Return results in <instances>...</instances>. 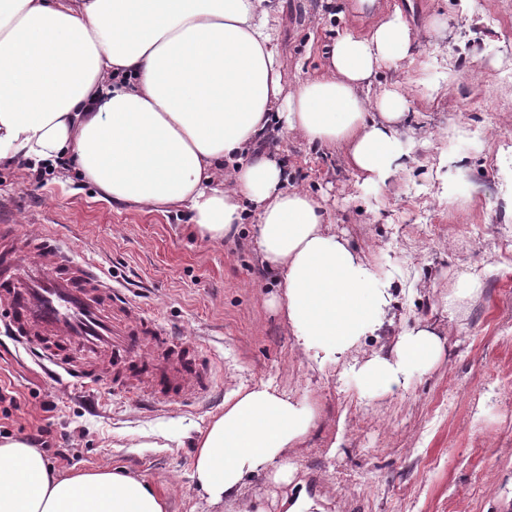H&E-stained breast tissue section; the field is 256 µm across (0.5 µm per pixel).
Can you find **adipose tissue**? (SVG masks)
Returning <instances> with one entry per match:
<instances>
[{
    "instance_id": "ef3b65f1",
    "label": "adipose tissue",
    "mask_w": 512,
    "mask_h": 512,
    "mask_svg": "<svg viewBox=\"0 0 512 512\" xmlns=\"http://www.w3.org/2000/svg\"><path fill=\"white\" fill-rule=\"evenodd\" d=\"M279 9L280 0H0V165L70 159L112 201L184 208L216 243L251 202L298 346L338 361L383 329L392 281L330 230L323 199L288 188L257 145L277 125L344 147L363 184L386 186L416 144L400 133L405 95L370 86L409 57L413 28L397 8L368 33H337L324 74L288 93ZM441 352L417 325L352 372L365 396L396 393ZM313 420L310 406L269 385L232 392L195 441L197 489L214 504L239 501L262 475L279 512H320L287 454ZM0 512H165V500L108 467L58 476L26 439L7 438Z\"/></svg>"
}]
</instances>
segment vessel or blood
I'll return each instance as SVG.
<instances>
[{
	"label": "vessel or blood",
	"mask_w": 512,
	"mask_h": 512,
	"mask_svg": "<svg viewBox=\"0 0 512 512\" xmlns=\"http://www.w3.org/2000/svg\"><path fill=\"white\" fill-rule=\"evenodd\" d=\"M0 327L55 377L166 408L209 392L213 362L139 309L99 263L56 235L19 232L0 205Z\"/></svg>",
	"instance_id": "b4317fda"
}]
</instances>
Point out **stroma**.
Segmentation results:
<instances>
[{"instance_id": "1", "label": "stroma", "mask_w": 512, "mask_h": 512, "mask_svg": "<svg viewBox=\"0 0 512 512\" xmlns=\"http://www.w3.org/2000/svg\"><path fill=\"white\" fill-rule=\"evenodd\" d=\"M412 57L375 78L373 92L408 99L403 136L414 162L385 188L361 186L340 148L272 128L269 150L289 186L326 199L331 228L386 271L394 301L379 335L341 360L316 363L294 346L277 305L279 273L259 257L255 215L213 243L186 210L165 213L102 198L76 172L37 185L21 164L0 167V203L21 226L43 224L73 253L123 278L134 299L212 358L216 384L166 409L54 380L0 332V388L15 405L0 438L46 429L42 453L56 471L122 468L154 484L166 512H239L212 504L192 479L193 444L232 391L268 384L309 404L316 419L289 449L297 480L323 512H512V217L500 187L512 171V0H411ZM395 0H281L285 91L326 65L336 31L367 33ZM455 80L432 92L444 75ZM422 86H414L413 78ZM459 132L449 140V129ZM454 147L456 162L440 167ZM452 175L456 200L441 199ZM488 269L482 295L449 317L440 305L457 274ZM438 334L443 353L401 396L364 397L350 365L389 351L402 329Z\"/></svg>"}]
</instances>
